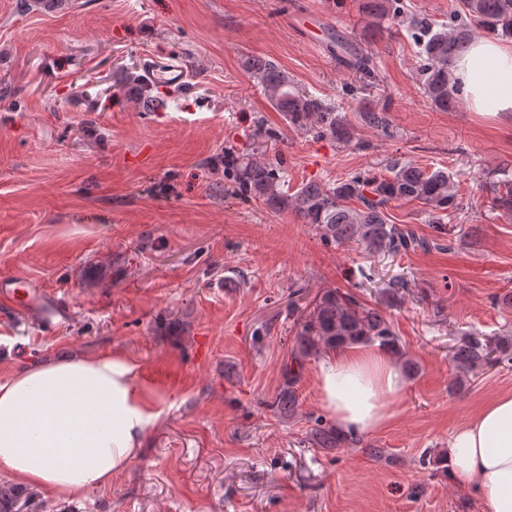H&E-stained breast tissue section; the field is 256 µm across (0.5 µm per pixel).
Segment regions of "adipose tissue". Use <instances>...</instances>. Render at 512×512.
<instances>
[{"label": "adipose tissue", "mask_w": 512, "mask_h": 512, "mask_svg": "<svg viewBox=\"0 0 512 512\" xmlns=\"http://www.w3.org/2000/svg\"><path fill=\"white\" fill-rule=\"evenodd\" d=\"M452 72L471 111L512 112V42L474 39ZM406 386L378 345L336 349L317 371L322 405L344 433L385 427ZM158 418L126 356L57 354L0 380V470L62 496L103 487L129 468ZM448 469L486 512H512V393L454 428Z\"/></svg>", "instance_id": "ef3b65f1"}]
</instances>
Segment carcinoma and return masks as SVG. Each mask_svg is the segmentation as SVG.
I'll list each match as a JSON object with an SVG mask.
<instances>
[{
  "mask_svg": "<svg viewBox=\"0 0 512 512\" xmlns=\"http://www.w3.org/2000/svg\"><path fill=\"white\" fill-rule=\"evenodd\" d=\"M365 13L375 26L403 17L401 0H365ZM512 39V0H453L448 26L435 30L429 25L418 27L422 43L423 64L420 89L435 107L448 110L456 102L459 89L451 85L453 60L464 54L478 33ZM250 69L260 77L267 96L282 112L288 125L297 130L313 128L343 145L351 141L350 128L334 112H325L313 99L299 92L288 74L271 61L255 60ZM125 80L139 87V100L148 108L157 102L153 81L132 73ZM270 132L254 130L252 147L239 150L224 147V178L243 198L265 201L279 211L291 210L304 224H312L321 238L338 245L358 243L368 251L387 256L405 255L417 250L439 247L444 233L443 217L457 210V188L444 170L428 172L411 163L395 162L389 175L377 177L357 174L332 186L309 181L294 193L281 188L279 164L257 159ZM492 204L512 212V179L503 178L492 186ZM397 201H417L424 205L435 224L438 236H419L407 224H394L388 207ZM356 206H351V203ZM298 307L290 308L294 312ZM300 311V310H298ZM372 343L403 356L390 322L377 310L361 303L349 292L338 289L319 291L295 320L294 345L290 363L285 366L286 385L276 395L272 407L291 416L298 408L296 385L305 361L338 346ZM452 360L460 373L512 361V343L486 336H466L455 348ZM313 440L322 448H340L354 442L332 428L313 429ZM22 492L13 487L0 488V512H11Z\"/></svg>",
  "mask_w": 512,
  "mask_h": 512,
  "instance_id": "cac0c4a2",
  "label": "carcinoma"
}]
</instances>
